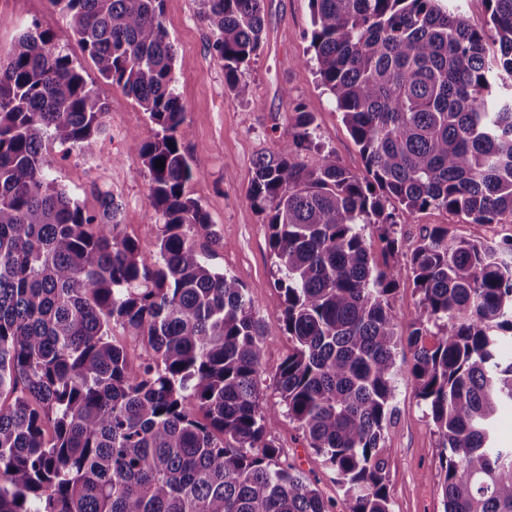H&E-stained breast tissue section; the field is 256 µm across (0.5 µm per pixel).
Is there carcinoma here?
Listing matches in <instances>:
<instances>
[{
    "label": "carcinoma",
    "mask_w": 512,
    "mask_h": 512,
    "mask_svg": "<svg viewBox=\"0 0 512 512\" xmlns=\"http://www.w3.org/2000/svg\"><path fill=\"white\" fill-rule=\"evenodd\" d=\"M201 2L229 90L252 98L243 75L262 46L265 0ZM308 2L315 74L367 175L332 152L302 160L315 134L302 102L256 165L249 199L265 215L274 306L293 344L273 386L346 512H392L384 442L401 372L448 451L444 512H512V448L494 432L512 404V240L434 227L404 265L390 262L394 226L417 212L512 216V0H486V31L446 0ZM51 4L155 125L150 139L131 134L130 150L149 176L158 252L144 260L112 191L93 212L51 176L54 148L93 152L106 104L34 24L0 63V512H334L271 439L267 336L247 288L211 262L221 236L188 191L198 171L163 0ZM408 274L418 314L403 337L391 298ZM118 329L140 341L138 365Z\"/></svg>",
    "instance_id": "1"
}]
</instances>
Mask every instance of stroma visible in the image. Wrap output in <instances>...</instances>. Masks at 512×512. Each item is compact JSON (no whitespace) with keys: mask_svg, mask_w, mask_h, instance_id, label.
<instances>
[{"mask_svg":"<svg viewBox=\"0 0 512 512\" xmlns=\"http://www.w3.org/2000/svg\"><path fill=\"white\" fill-rule=\"evenodd\" d=\"M200 10L201 0H164V24L176 48V89L189 129L184 146L201 173L188 190L221 233L215 264L247 288L268 336L262 359L263 405L277 416L271 436L284 456L316 479L323 494L335 498L338 512H343L342 490L324 473L272 385L291 344L273 306L276 268L264 217L252 208L249 188L257 158L275 152L280 139L292 131L295 101L304 102L315 116L319 151L333 152L344 168L361 177L366 174L365 161L315 74L309 51L308 0H265V45L244 73L253 89L249 100L235 98L227 88L224 64L210 50L212 36L199 18ZM35 22L51 26L56 43L82 66L87 82L107 103L106 131L94 155L55 159L54 174L91 211L99 208L98 190H112L123 204L128 233L142 257L154 262L157 228L148 200L149 177L130 155L127 143L132 132L152 136L153 126L131 96L98 75L66 19L54 14L49 0H0V53H7L14 38ZM436 226L470 239L512 237V217H503L497 224H468L460 215L430 209L397 226L401 240L397 262H404L426 230ZM396 401L398 411L385 432L392 512H443L439 437L406 378L398 380Z\"/></svg>","mask_w":512,"mask_h":512,"instance_id":"1","label":"stroma"}]
</instances>
